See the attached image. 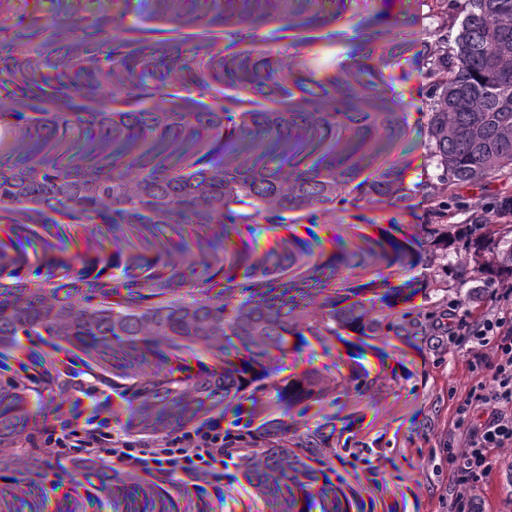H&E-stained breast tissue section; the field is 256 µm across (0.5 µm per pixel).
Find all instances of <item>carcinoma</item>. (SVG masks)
<instances>
[{"label":"carcinoma","mask_w":512,"mask_h":512,"mask_svg":"<svg viewBox=\"0 0 512 512\" xmlns=\"http://www.w3.org/2000/svg\"><path fill=\"white\" fill-rule=\"evenodd\" d=\"M259 14L237 8L236 0H154V16L169 23L222 27L229 20L252 32L270 23H288L289 0H257ZM459 29L469 32L467 49L448 47L439 35L429 76L434 78L428 115L427 150L437 170V214L448 215V185L493 174H512V0H464ZM122 15L84 18L77 23L28 24L0 21V47L25 39L39 52L52 46L45 67H69L73 53L102 50L110 67L127 74L128 112H87L80 103L89 92L114 94L109 73L89 76L76 70L59 90L55 112L32 93L29 109L0 112V144L19 159L0 164V220L21 206L41 216L27 233L52 248L51 229L65 217L112 247V255L150 252L152 262L132 259L117 284L91 279L84 268L46 266L43 277H25L12 260L0 265V344L18 336H49L54 352L78 354L103 381L131 379L126 386L137 404V432L167 440L220 409L234 407L260 419L257 430L224 442V451L261 493L297 508L292 488L312 495L326 465L321 448L331 435L324 424L299 423L294 409L322 401L314 374L305 369L271 381L267 365L288 356V336L299 337L302 311L292 291L303 289L288 271L323 265L313 254L292 247L286 237L259 252L245 236L252 225L273 227L288 211L336 215L337 191L354 180L356 167L336 170L334 107L312 112H244L241 124L224 131V104L200 107L187 97L179 111L167 107L164 88L179 85L203 97L224 83V70L203 71L171 49L173 65L151 85L160 47L154 30L122 27ZM0 73L29 89L49 76L16 59L1 58ZM288 62L264 61L252 82L288 81ZM466 101L463 111L449 100ZM453 138H448V131ZM360 199L406 210L412 193L402 170L385 168L354 187ZM247 203L249 209L235 205ZM461 243L466 261L484 283L512 289V232L494 224L422 225V246L445 260L441 283L448 284V244ZM243 280H238V277ZM417 278L386 289L380 301L392 309L410 300ZM250 296L238 300V293ZM326 323L307 325L313 336L336 335V319L360 335L383 329L357 301L336 310V296L324 297ZM204 353L223 366L192 372L188 360ZM31 389L0 379V449L18 448L42 415L29 408ZM116 512H172L170 491L149 485L142 501L125 498L116 473L89 469ZM58 476L45 460L31 455L19 462L14 488L27 496L29 512H43L42 488Z\"/></svg>","instance_id":"carcinoma-1"}]
</instances>
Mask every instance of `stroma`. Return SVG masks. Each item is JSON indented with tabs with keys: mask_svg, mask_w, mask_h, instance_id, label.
<instances>
[{
	"mask_svg": "<svg viewBox=\"0 0 512 512\" xmlns=\"http://www.w3.org/2000/svg\"><path fill=\"white\" fill-rule=\"evenodd\" d=\"M305 27H262L266 44H258L248 31L226 35L211 46L197 29L160 25L156 38L169 45L190 39L198 62L223 66L224 127L240 124L246 110L280 112L283 96L274 85L254 89L241 84L243 71L255 67L262 49L291 65L288 88L292 102H305L307 111L333 105L353 117L336 132V161L347 160L351 145L367 139L356 158L362 176H376L390 164L404 170V185L412 189L413 206L398 210L360 201L340 203L335 216L307 219L295 212L288 233L298 249L312 252L336 272L331 286L338 308H346L351 287L375 282L399 285L417 276L411 301L397 312L451 308L459 298L460 282H467L471 305L481 311L497 309L486 289L477 285L476 272L460 275L456 256L447 262L432 260L421 246V227L439 223L432 202L436 170L426 149L430 103V68L440 13L448 15V34L456 36L461 16L458 0L440 9L439 0H291ZM112 0H0V13L18 19L43 17L60 21L111 13ZM512 199V174H496L448 189V224H470L488 214L501 201ZM35 213L21 210L12 220L0 221V240L9 255L24 259L25 273L37 279L51 261L80 257L90 269L105 261L94 239L82 237L57 249H33L22 230ZM387 238L401 242L414 265L405 270L373 256L353 253L367 241ZM448 269V286L440 288L438 271ZM336 336L318 341L306 336L297 351L289 352L277 368L278 378L297 373V360L310 362L317 371L316 385L327 392L340 389L350 375H360L364 394H350L334 404H312V412L325 417L335 433L323 453L328 459L320 477L336 495L337 512H448V489L462 477L448 463L449 451H461L466 428L454 427L455 406L472 382L468 327L436 325L416 320L408 334L399 328L361 336L340 323ZM45 345L20 337L18 344L0 346V376L9 377L20 366L50 365ZM364 419L365 428L355 427ZM177 512H271L263 494L254 489L241 468L224 472V498L196 499L185 492L174 495Z\"/></svg>",
	"mask_w": 512,
	"mask_h": 512,
	"instance_id": "1",
	"label": "stroma"
}]
</instances>
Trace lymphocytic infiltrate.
<instances>
[{"mask_svg":"<svg viewBox=\"0 0 512 512\" xmlns=\"http://www.w3.org/2000/svg\"><path fill=\"white\" fill-rule=\"evenodd\" d=\"M502 302L475 321L471 372L476 381L456 407L459 420L472 410L487 412V420L468 431L462 456H450L464 480L454 491L452 512L473 507L474 491L483 489L493 472L494 452L512 447V290L492 288ZM67 410L38 430L35 442L46 459L94 460L119 465L148 476L193 486L198 496L220 488L232 457L224 451V415L216 412L174 438L156 441L136 437L128 424L112 413V389L83 380L74 384Z\"/></svg>","mask_w":512,"mask_h":512,"instance_id":"obj_1","label":"lymphocytic infiltrate"}]
</instances>
